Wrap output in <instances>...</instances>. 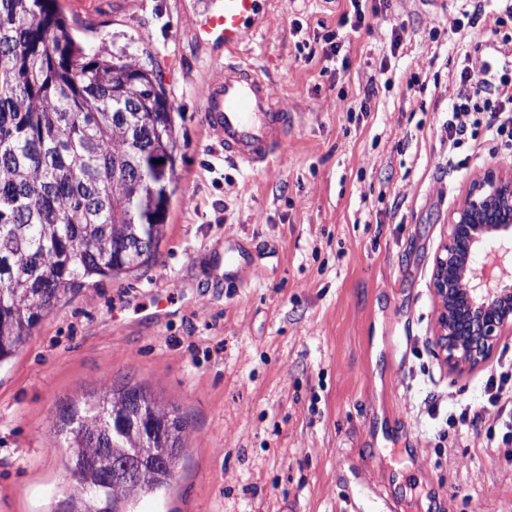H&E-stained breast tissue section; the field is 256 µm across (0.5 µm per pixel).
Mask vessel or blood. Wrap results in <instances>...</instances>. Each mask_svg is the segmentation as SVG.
<instances>
[{
  "instance_id": "1",
  "label": "vessel or blood",
  "mask_w": 512,
  "mask_h": 512,
  "mask_svg": "<svg viewBox=\"0 0 512 512\" xmlns=\"http://www.w3.org/2000/svg\"><path fill=\"white\" fill-rule=\"evenodd\" d=\"M203 5L198 42L226 51L223 66L200 91L208 135L223 146L225 159L250 169L285 163L293 114L273 97L260 71L234 55L257 32L267 0H203Z\"/></svg>"
}]
</instances>
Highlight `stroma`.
I'll use <instances>...</instances> for the list:
<instances>
[{"label": "stroma", "instance_id": "1", "mask_svg": "<svg viewBox=\"0 0 512 512\" xmlns=\"http://www.w3.org/2000/svg\"><path fill=\"white\" fill-rule=\"evenodd\" d=\"M194 3L58 0L86 53L159 75L181 114L176 190L155 261L66 293L0 368V512H66L53 423L105 381L188 423L171 488L131 512H512V440L482 416L512 336L464 373L435 345L450 217L476 176L512 164L483 132L448 147L459 0H387L328 63L317 35L346 0H271L242 54L294 114L292 162L258 171L203 126L196 88L224 55L195 42ZM232 241L262 276L216 266ZM465 409L476 422L453 423Z\"/></svg>", "mask_w": 512, "mask_h": 512}]
</instances>
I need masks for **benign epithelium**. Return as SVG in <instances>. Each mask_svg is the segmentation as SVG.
Instances as JSON below:
<instances>
[{
    "label": "benign epithelium",
    "mask_w": 512,
    "mask_h": 512,
    "mask_svg": "<svg viewBox=\"0 0 512 512\" xmlns=\"http://www.w3.org/2000/svg\"><path fill=\"white\" fill-rule=\"evenodd\" d=\"M483 274L472 275L480 258ZM441 301L436 345L452 370L485 362L512 335V166L496 164L476 178L448 224L435 259Z\"/></svg>",
    "instance_id": "1"
}]
</instances>
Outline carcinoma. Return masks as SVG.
<instances>
[{"instance_id":"cac0c4a2","label":"carcinoma","mask_w":512,"mask_h":512,"mask_svg":"<svg viewBox=\"0 0 512 512\" xmlns=\"http://www.w3.org/2000/svg\"><path fill=\"white\" fill-rule=\"evenodd\" d=\"M175 127L164 86L138 58L86 54L56 0H0V367L67 292L154 260ZM54 429L70 448V512H87L92 487L100 512H122L174 480L187 422L138 388L104 385Z\"/></svg>"}]
</instances>
